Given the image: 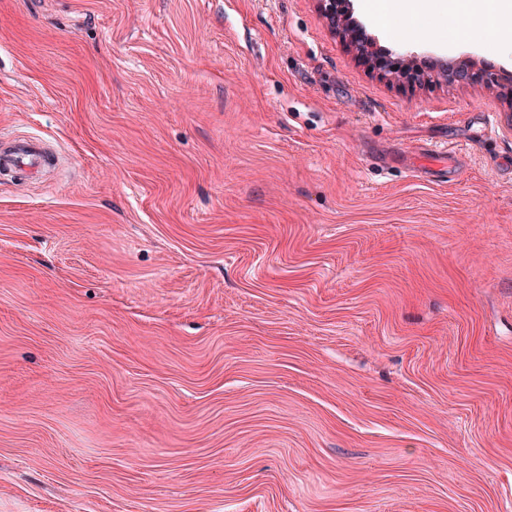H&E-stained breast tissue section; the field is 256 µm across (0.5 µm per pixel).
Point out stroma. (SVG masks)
Returning <instances> with one entry per match:
<instances>
[{
  "label": "stroma",
  "instance_id": "35a3bbf8",
  "mask_svg": "<svg viewBox=\"0 0 512 512\" xmlns=\"http://www.w3.org/2000/svg\"><path fill=\"white\" fill-rule=\"evenodd\" d=\"M0 128L49 157L0 173V512H512L496 90L315 0H0ZM331 30L356 56L367 61L373 71L384 79L408 86L420 85L430 77L417 78L419 73L436 72L432 77L449 85L497 88L507 95L512 105V72L473 58L436 59L409 47L381 52L377 38L367 26L354 17L351 0H316Z\"/></svg>",
  "mask_w": 512,
  "mask_h": 512
}]
</instances>
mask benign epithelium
<instances>
[{
    "label": "benign epithelium",
    "mask_w": 512,
    "mask_h": 512,
    "mask_svg": "<svg viewBox=\"0 0 512 512\" xmlns=\"http://www.w3.org/2000/svg\"><path fill=\"white\" fill-rule=\"evenodd\" d=\"M316 2L331 30L380 77L414 86L428 81L418 78L419 74L433 72L435 78L450 85L494 87L512 105V72L473 58L436 59L404 46L383 53L377 38L354 17L352 0Z\"/></svg>",
    "instance_id": "obj_1"
}]
</instances>
